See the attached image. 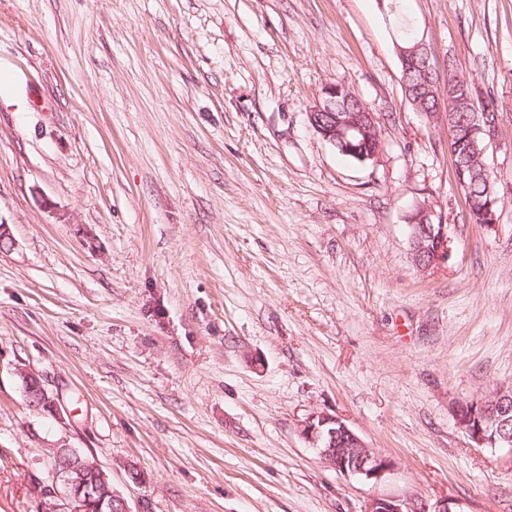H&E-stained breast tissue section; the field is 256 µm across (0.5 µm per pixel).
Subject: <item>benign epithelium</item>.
Returning a JSON list of instances; mask_svg holds the SVG:
<instances>
[{
	"label": "benign epithelium",
	"mask_w": 512,
	"mask_h": 512,
	"mask_svg": "<svg viewBox=\"0 0 512 512\" xmlns=\"http://www.w3.org/2000/svg\"><path fill=\"white\" fill-rule=\"evenodd\" d=\"M398 57L404 66L403 84L406 97H418L434 103V108L423 113L435 124L441 118L440 82L433 78L435 54L422 38H413L397 45ZM350 93L349 88L334 84L323 89L322 102L312 107L308 120L321 138L341 152L364 163L377 159L383 147L378 120L363 101H358L357 112L336 111V96ZM501 132V117L482 116L477 133L486 138L485 147L497 145ZM410 255L413 264L422 272L433 270L448 262L450 240L448 225L442 223L434 207L423 202L415 205L408 216ZM19 376L29 384L26 395L30 407L56 410L40 375L25 369ZM481 415L468 411L467 403L454 406L459 428L478 448H507L512 451V386L497 388L492 396L476 401ZM301 437L316 449L327 467L345 477L378 480L390 471L393 461L372 448L338 417L325 411L309 414L299 424ZM55 481L63 491L42 495L40 512H149V503L142 499L131 507L127 498L114 486L109 475L96 462L78 453L66 454L62 448L51 449ZM366 512H452L448 503L429 507L423 501L407 502L392 496L372 499Z\"/></svg>",
	"instance_id": "1"
}]
</instances>
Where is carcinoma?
<instances>
[{
	"label": "carcinoma",
	"mask_w": 512,
	"mask_h": 512,
	"mask_svg": "<svg viewBox=\"0 0 512 512\" xmlns=\"http://www.w3.org/2000/svg\"><path fill=\"white\" fill-rule=\"evenodd\" d=\"M462 88L458 89L452 85L448 88V103L443 105V110L453 113L454 128L457 138L453 139L452 145L456 146L459 153L466 152L471 156L472 165L464 175L466 187L462 191L470 207L469 218L471 223L479 224L480 213L488 205L494 202L493 208H498L500 196L498 192V174L490 173L486 176L482 167L477 161L478 150L473 148V141L481 140V136L475 135L468 138L470 133L475 131L476 113L491 110L496 112L499 106L496 104L494 95L490 92L480 93L473 82H460ZM492 183L493 194H487V183Z\"/></svg>",
	"instance_id": "1"
}]
</instances>
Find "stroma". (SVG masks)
<instances>
[{"instance_id": "obj_1", "label": "stroma", "mask_w": 512, "mask_h": 512, "mask_svg": "<svg viewBox=\"0 0 512 512\" xmlns=\"http://www.w3.org/2000/svg\"><path fill=\"white\" fill-rule=\"evenodd\" d=\"M399 2L503 109L493 226L405 97L387 0H0V512H37L54 447L150 512H512V451L453 413L512 385V0ZM335 83L375 112L379 159L311 128ZM424 200L451 248L427 272ZM315 411L392 470L327 468L299 434ZM410 255L419 271L426 272L448 262L450 240L448 226L443 224L434 207L426 202L415 205L408 216ZM19 376L29 384L30 389L26 391V395L30 398V407L41 409L46 406L48 411H57V407L52 398L49 397L42 378L39 374L25 369L19 370ZM36 392L34 395L33 393ZM366 512H455L447 502L436 503L432 508L423 501L407 502L392 496L376 497L372 499Z\"/></svg>"}]
</instances>
